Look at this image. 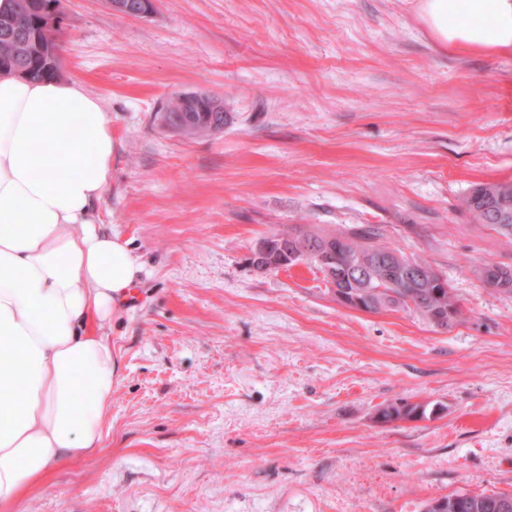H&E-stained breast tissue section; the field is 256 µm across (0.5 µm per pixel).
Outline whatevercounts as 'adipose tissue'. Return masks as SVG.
<instances>
[{
	"label": "adipose tissue",
	"mask_w": 512,
	"mask_h": 512,
	"mask_svg": "<svg viewBox=\"0 0 512 512\" xmlns=\"http://www.w3.org/2000/svg\"><path fill=\"white\" fill-rule=\"evenodd\" d=\"M442 46L512 49V0H420ZM112 121L79 81L0 73V512L91 456L119 370L100 328L141 264L102 231Z\"/></svg>",
	"instance_id": "obj_1"
}]
</instances>
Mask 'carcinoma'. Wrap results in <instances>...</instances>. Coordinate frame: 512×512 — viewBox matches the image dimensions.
Returning a JSON list of instances; mask_svg holds the SVG:
<instances>
[{
	"label": "carcinoma",
	"instance_id": "cac0c4a2",
	"mask_svg": "<svg viewBox=\"0 0 512 512\" xmlns=\"http://www.w3.org/2000/svg\"><path fill=\"white\" fill-rule=\"evenodd\" d=\"M50 0H13L8 12L0 13V71L24 70L31 79H53L61 74V58L54 67L44 68L36 51L27 47L33 24L40 19L38 7ZM185 107L181 96L172 98L164 113L172 129L180 126ZM460 208L477 224H484L500 235L512 239V183H481L474 186L460 201ZM288 239L272 241L267 264L278 270L293 266L288 253L308 248L323 255L325 263L309 260L320 272L329 267L336 271V286L346 297L345 305L363 310L402 309L419 314L428 323L446 329L462 315L460 304L451 288L437 285L440 272L426 260L407 256L380 241L381 234L372 226L341 228L331 232L314 231L300 226L286 232ZM481 282L489 274L498 280L497 291L512 294V266L484 261L476 269ZM421 405L395 403L382 405L377 419L390 423L401 419L422 417ZM445 512H512V496L497 493L455 494L443 498Z\"/></svg>",
	"mask_w": 512,
	"mask_h": 512
}]
</instances>
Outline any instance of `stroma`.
Returning a JSON list of instances; mask_svg holds the SVG:
<instances>
[{
  "label": "stroma",
  "mask_w": 512,
  "mask_h": 512,
  "mask_svg": "<svg viewBox=\"0 0 512 512\" xmlns=\"http://www.w3.org/2000/svg\"><path fill=\"white\" fill-rule=\"evenodd\" d=\"M61 74L112 120L103 230L142 265L104 325L110 435L14 512H422L512 495V294L483 260L512 240L459 207L512 182V51L447 48L418 0H156L133 19L62 0ZM207 92L224 129L167 127ZM378 227L425 258L464 316L344 307L314 266L260 271L262 237ZM431 408L383 424L378 407ZM185 95L186 94L177 95L169 101L166 108L167 112L164 113L165 121L169 127L176 130L180 126V121L182 120L184 114L183 112H193L192 114L194 115L195 119L201 124V127L197 128L198 132L195 134L196 136L217 133L224 129L223 123L216 122L211 128V131L216 132H210L209 126H206L202 123V119L207 113H199V111L196 109L187 111L181 102V97Z\"/></svg>",
  "instance_id": "1"
}]
</instances>
